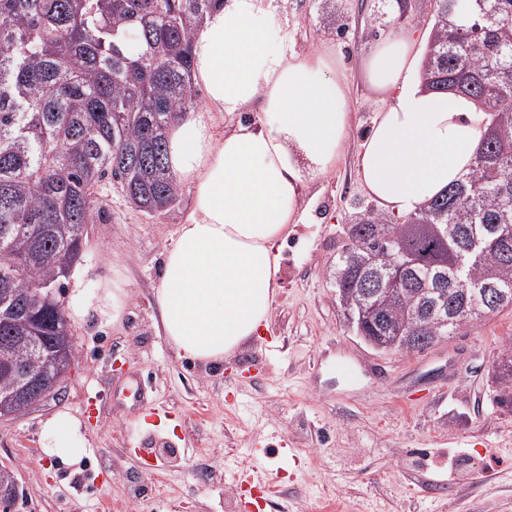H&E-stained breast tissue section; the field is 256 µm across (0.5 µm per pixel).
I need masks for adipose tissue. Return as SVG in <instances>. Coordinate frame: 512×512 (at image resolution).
Masks as SVG:
<instances>
[{"mask_svg":"<svg viewBox=\"0 0 512 512\" xmlns=\"http://www.w3.org/2000/svg\"><path fill=\"white\" fill-rule=\"evenodd\" d=\"M276 0H218L194 37L202 105L168 130L170 168L192 187L193 209L165 252L157 326L177 357L223 361L268 326L289 225L302 191L338 162L350 88L330 54L293 51ZM413 28L369 53L365 79L380 107L358 162L362 188L384 212L413 214L463 181L491 118L454 91L424 88ZM253 110L255 120L240 119ZM125 293L75 272L70 319L119 321ZM81 424H44L49 456L76 459Z\"/></svg>","mask_w":512,"mask_h":512,"instance_id":"ef3b65f1","label":"adipose tissue"}]
</instances>
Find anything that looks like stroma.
<instances>
[{
  "mask_svg": "<svg viewBox=\"0 0 512 512\" xmlns=\"http://www.w3.org/2000/svg\"><path fill=\"white\" fill-rule=\"evenodd\" d=\"M277 3L289 44L334 53L351 97L343 155L307 189L310 219L290 227L268 330L216 364L178 358L155 293L192 190L149 216L102 182L108 221L89 225L79 265L125 289L122 317L69 323L75 359L59 391L0 419V466L18 489L9 512H103L114 500L124 512H248L235 475L257 452L280 512H512V406L492 379L512 308L431 350L384 355L347 326L330 276L345 225L376 208L356 177L379 108L364 58L407 22L427 41L431 22L400 19L392 0ZM132 377L161 415L124 396ZM59 412L82 421L70 464L47 453L43 425Z\"/></svg>",
  "mask_w": 512,
  "mask_h": 512,
  "instance_id": "obj_1",
  "label": "stroma"
}]
</instances>
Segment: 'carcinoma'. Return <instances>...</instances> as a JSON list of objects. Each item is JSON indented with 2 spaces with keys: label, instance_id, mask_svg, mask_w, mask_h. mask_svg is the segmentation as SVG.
<instances>
[{
  "label": "carcinoma",
  "instance_id": "cac0c4a2",
  "mask_svg": "<svg viewBox=\"0 0 512 512\" xmlns=\"http://www.w3.org/2000/svg\"><path fill=\"white\" fill-rule=\"evenodd\" d=\"M217 0H0V343L14 335L5 310L32 312L31 344L0 350V406L16 396L30 352L44 357L43 392H55L56 357L73 350L63 280L81 258L97 189L109 180L137 207L164 212L180 196L167 130L196 105L195 33ZM424 87L473 98L494 117L471 171L419 212H371L347 227L334 272L353 329L375 345L419 322L457 336L512 308V0H429ZM55 288L47 301L38 288ZM501 292L487 307L464 295ZM499 401L512 404V349L498 359Z\"/></svg>",
  "mask_w": 512,
  "mask_h": 512
}]
</instances>
